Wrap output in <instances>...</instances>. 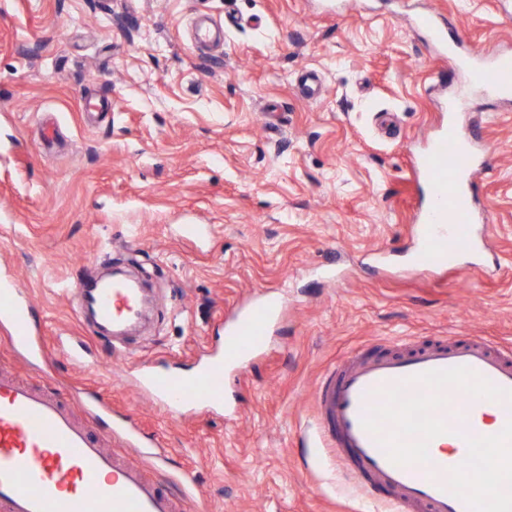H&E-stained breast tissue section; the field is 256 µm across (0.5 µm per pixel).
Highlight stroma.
Here are the masks:
<instances>
[{"label":"stroma","instance_id":"stroma-1","mask_svg":"<svg viewBox=\"0 0 512 512\" xmlns=\"http://www.w3.org/2000/svg\"><path fill=\"white\" fill-rule=\"evenodd\" d=\"M429 9L459 53L512 54V0H0V273L45 346L30 360L0 326V368L133 416L189 512H380L391 492H359L317 436L323 374L439 336L512 347V102L465 107L494 151L474 192L498 269L414 262L412 162L465 80L414 25ZM202 15L225 22L220 47H194ZM116 265L148 281L154 315L112 355L70 287ZM266 290L282 312L243 370L226 366L221 409H169L122 378L193 373Z\"/></svg>","mask_w":512,"mask_h":512}]
</instances>
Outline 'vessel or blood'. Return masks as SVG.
I'll use <instances>...</instances> for the list:
<instances>
[{"label": "vessel or blood", "instance_id": "1", "mask_svg": "<svg viewBox=\"0 0 512 512\" xmlns=\"http://www.w3.org/2000/svg\"><path fill=\"white\" fill-rule=\"evenodd\" d=\"M417 25L439 47L448 22L423 14ZM471 85L512 99V55L472 62ZM489 147L476 129L451 121L440 126L413 169L426 196L415 216L421 265L438 266L448 252L493 255L473 186L487 171ZM77 308L108 329V341L140 320L143 293L131 280L78 281ZM32 303L14 281L0 280V323L11 340L43 356L27 314ZM276 299L260 296L225 330V341L192 376L149 371L140 386L178 409L207 411L219 405L216 382L225 364L241 368L262 345L276 317ZM317 431L347 462L351 477L392 491V512H512V473L484 479L483 493L466 483L485 450L512 458V351L482 336H444L398 354L359 356L326 372L315 391ZM84 418L48 388L0 373V512H187L190 494H173L129 454L150 456L154 438L129 418L113 417L110 403L82 399ZM496 426L487 429V411ZM111 417L93 434L90 422ZM453 447L452 455L438 448Z\"/></svg>", "mask_w": 512, "mask_h": 512}]
</instances>
